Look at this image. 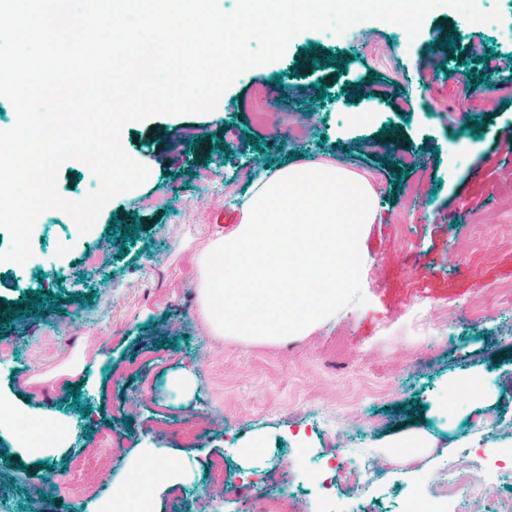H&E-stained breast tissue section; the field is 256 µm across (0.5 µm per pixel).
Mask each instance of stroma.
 <instances>
[{
  "label": "stroma",
  "mask_w": 512,
  "mask_h": 512,
  "mask_svg": "<svg viewBox=\"0 0 512 512\" xmlns=\"http://www.w3.org/2000/svg\"><path fill=\"white\" fill-rule=\"evenodd\" d=\"M476 4L499 9L502 22L439 7L413 38L377 20L340 35L307 30L280 59L238 76L212 112L124 126L147 180L79 236L68 214L44 212L32 258L0 263V305L30 287L53 301L0 336V415L21 409L31 444L0 433V512H101L118 469L153 448L179 474L154 487L148 512H196L217 487L210 512H238L242 498L285 488L288 512H406L416 495L434 499L455 465L485 483L512 448V234L495 230L512 225V152L502 140L512 76L484 72L468 46L512 49V0ZM312 41L323 59L346 62L315 97L299 68ZM357 84L372 96H352ZM489 98L495 110H485ZM276 100L287 122L256 124L254 112ZM353 112L370 122L352 124ZM292 123L303 139H290ZM322 161L376 191L377 219L359 239L366 304L285 342L197 334L196 258L234 227L184 206V195L237 213L258 171ZM99 187L81 161L59 170L65 199ZM118 214L142 230L121 253L102 247ZM78 361L84 372L69 375ZM187 373L192 388L176 386ZM470 377L482 397L443 406L449 382ZM488 413L498 427H483ZM408 432L432 448L391 456L388 442ZM257 437L264 450L243 460L240 447Z\"/></svg>",
  "instance_id": "35a3bbf8"
}]
</instances>
